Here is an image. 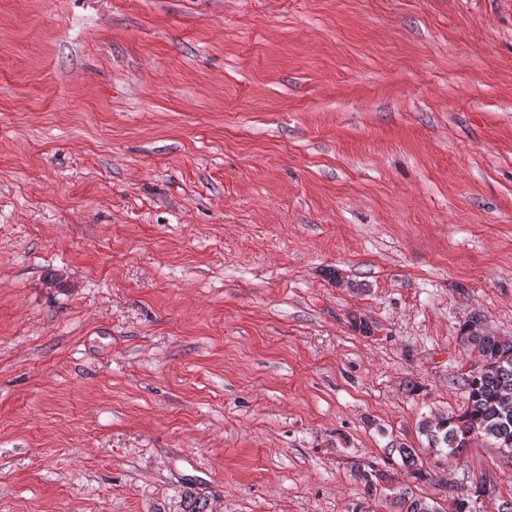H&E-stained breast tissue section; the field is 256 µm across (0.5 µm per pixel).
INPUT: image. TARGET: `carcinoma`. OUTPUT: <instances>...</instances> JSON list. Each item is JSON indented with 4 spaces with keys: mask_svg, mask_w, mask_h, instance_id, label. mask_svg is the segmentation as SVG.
I'll use <instances>...</instances> for the list:
<instances>
[{
    "mask_svg": "<svg viewBox=\"0 0 512 512\" xmlns=\"http://www.w3.org/2000/svg\"><path fill=\"white\" fill-rule=\"evenodd\" d=\"M460 343L481 357L480 367L462 376L466 408L459 414L424 417L418 429L429 447L445 448L449 456L464 453L471 442L479 440L497 448H512V339L486 332L482 318L474 315L464 325ZM397 452L412 478L442 488L448 500L459 496L497 500V481L490 474L449 493L440 476L418 465L414 449L402 446ZM386 497L397 512H445L437 501L414 494L410 486H395Z\"/></svg>",
    "mask_w": 512,
    "mask_h": 512,
    "instance_id": "obj_1",
    "label": "carcinoma"
}]
</instances>
